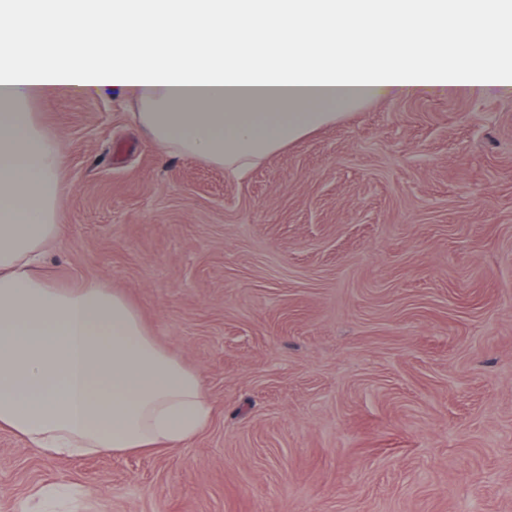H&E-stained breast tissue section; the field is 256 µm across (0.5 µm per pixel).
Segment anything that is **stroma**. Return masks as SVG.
I'll use <instances>...</instances> for the list:
<instances>
[{
	"mask_svg": "<svg viewBox=\"0 0 512 512\" xmlns=\"http://www.w3.org/2000/svg\"><path fill=\"white\" fill-rule=\"evenodd\" d=\"M63 145L45 271L105 281L215 404L188 446L47 457L0 429V512H512V93L368 101L247 176L111 91L30 105ZM91 489L73 490L68 482L58 481L50 485H36L32 488L28 507L23 511L27 512H58L55 508L57 502L61 499H67L71 502L73 512H80L83 508L84 500L91 496Z\"/></svg>",
	"mask_w": 512,
	"mask_h": 512,
	"instance_id": "1",
	"label": "stroma"
}]
</instances>
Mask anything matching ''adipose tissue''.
<instances>
[{
    "mask_svg": "<svg viewBox=\"0 0 512 512\" xmlns=\"http://www.w3.org/2000/svg\"><path fill=\"white\" fill-rule=\"evenodd\" d=\"M102 86L239 174L373 99L512 87V0H0V428L65 460L179 449L215 410L123 294L41 273L63 152L29 106ZM89 495L39 484L27 512Z\"/></svg>",
    "mask_w": 512,
    "mask_h": 512,
    "instance_id": "ef3b65f1",
    "label": "adipose tissue"
}]
</instances>
